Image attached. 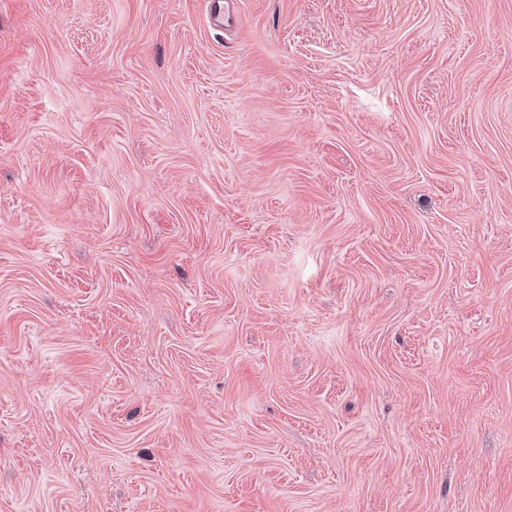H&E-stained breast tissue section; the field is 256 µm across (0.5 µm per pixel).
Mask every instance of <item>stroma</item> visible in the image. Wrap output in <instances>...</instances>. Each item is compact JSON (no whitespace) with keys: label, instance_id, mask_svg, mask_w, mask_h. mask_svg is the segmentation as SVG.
Listing matches in <instances>:
<instances>
[{"label":"stroma","instance_id":"obj_1","mask_svg":"<svg viewBox=\"0 0 512 512\" xmlns=\"http://www.w3.org/2000/svg\"><path fill=\"white\" fill-rule=\"evenodd\" d=\"M0 512H512V0H0ZM210 16L218 28H231L236 25L237 14L234 10V0H210Z\"/></svg>","mask_w":512,"mask_h":512}]
</instances>
